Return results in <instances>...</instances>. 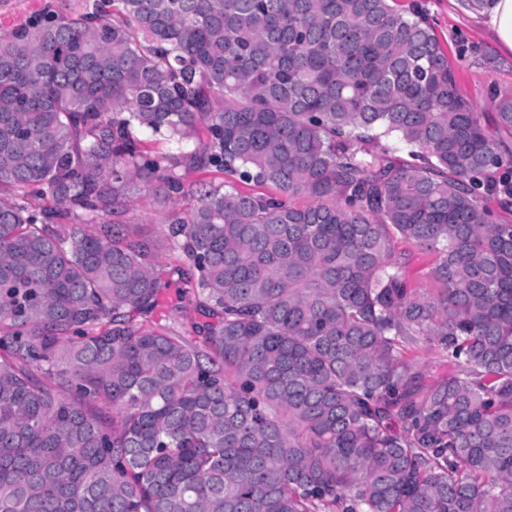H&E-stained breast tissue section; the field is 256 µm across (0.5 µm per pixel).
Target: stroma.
Returning <instances> with one entry per match:
<instances>
[{
	"label": "stroma",
	"instance_id": "stroma-1",
	"mask_svg": "<svg viewBox=\"0 0 512 512\" xmlns=\"http://www.w3.org/2000/svg\"><path fill=\"white\" fill-rule=\"evenodd\" d=\"M94 0H0V37L29 24L37 15L51 13L79 18L90 12ZM482 0H398L401 8H416L425 13L435 29L448 58L457 72L460 89L476 106L486 129L494 127L491 91L512 88V52L497 42ZM223 176L211 166H195L185 172L186 194L176 196L166 205H158L151 193L139 191L133 196L121 221L145 225L156 236H164L171 213L191 210L198 202L202 188L222 182ZM161 267L170 274V286L151 314L154 322L194 337L195 325L204 323L199 299L188 291L186 281L194 274L185 257L164 254Z\"/></svg>",
	"mask_w": 512,
	"mask_h": 512
}]
</instances>
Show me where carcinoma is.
<instances>
[{
    "label": "carcinoma",
    "mask_w": 512,
    "mask_h": 512,
    "mask_svg": "<svg viewBox=\"0 0 512 512\" xmlns=\"http://www.w3.org/2000/svg\"><path fill=\"white\" fill-rule=\"evenodd\" d=\"M394 2L98 0L0 38V512H512V152ZM203 163L277 195L211 186L165 245L114 222ZM165 246L200 344L137 321ZM400 248L410 249L411 255L408 264L405 267V275L411 285L425 281L431 267L433 266L434 256L425 255L421 251L416 250L408 245H402ZM408 359L418 370L426 374L427 381H434L448 375V363L432 353L416 350L408 354Z\"/></svg>",
    "instance_id": "cac0c4a2"
}]
</instances>
